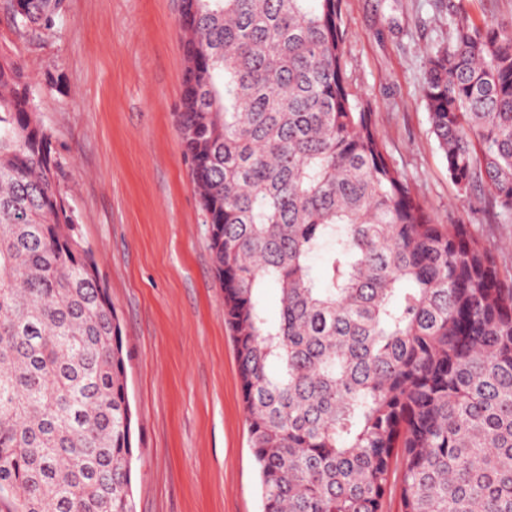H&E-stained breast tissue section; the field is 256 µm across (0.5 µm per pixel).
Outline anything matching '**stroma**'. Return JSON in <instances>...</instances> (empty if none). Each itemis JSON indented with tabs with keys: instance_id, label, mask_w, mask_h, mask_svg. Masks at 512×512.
Wrapping results in <instances>:
<instances>
[{
	"instance_id": "35a3bbf8",
	"label": "stroma",
	"mask_w": 512,
	"mask_h": 512,
	"mask_svg": "<svg viewBox=\"0 0 512 512\" xmlns=\"http://www.w3.org/2000/svg\"><path fill=\"white\" fill-rule=\"evenodd\" d=\"M440 0H344L346 70L384 149L444 224H465L512 273V223L462 198L422 99ZM180 0H65L55 27L18 29L0 5V52L25 64L78 233L121 327L133 411L136 512H261L224 289L175 122L185 60Z\"/></svg>"
}]
</instances>
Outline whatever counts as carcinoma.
I'll return each instance as SVG.
<instances>
[{
  "label": "carcinoma",
  "instance_id": "cac0c4a2",
  "mask_svg": "<svg viewBox=\"0 0 512 512\" xmlns=\"http://www.w3.org/2000/svg\"><path fill=\"white\" fill-rule=\"evenodd\" d=\"M60 0H10L50 30ZM422 98L448 175L512 222V25L448 11ZM183 154L224 287L262 512H512V281L386 156L342 0L180 12ZM277 286L279 317L263 288ZM120 324L29 78L0 55L7 512H135Z\"/></svg>",
  "mask_w": 512,
  "mask_h": 512
}]
</instances>
